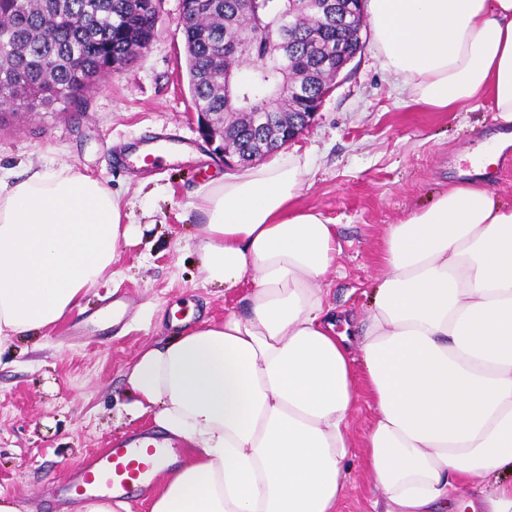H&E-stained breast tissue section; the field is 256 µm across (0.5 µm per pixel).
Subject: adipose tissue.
<instances>
[{"instance_id": "1", "label": "adipose tissue", "mask_w": 512, "mask_h": 512, "mask_svg": "<svg viewBox=\"0 0 512 512\" xmlns=\"http://www.w3.org/2000/svg\"><path fill=\"white\" fill-rule=\"evenodd\" d=\"M368 14L383 68L415 101L454 112L486 98L512 121V0H368ZM306 173L286 155L199 198L202 278L245 289L247 311L143 346L126 373L130 413L186 448L150 512H336L363 393L383 512H443L458 486L512 473V206L471 181L388 225L351 337L322 286L336 227L298 203ZM124 218L78 169L0 171V345L77 307L111 272Z\"/></svg>"}]
</instances>
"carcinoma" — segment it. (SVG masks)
<instances>
[{
	"instance_id": "carcinoma-1",
	"label": "carcinoma",
	"mask_w": 512,
	"mask_h": 512,
	"mask_svg": "<svg viewBox=\"0 0 512 512\" xmlns=\"http://www.w3.org/2000/svg\"><path fill=\"white\" fill-rule=\"evenodd\" d=\"M196 21L183 29L190 48L187 79L193 105L198 112L211 113L222 123L224 117V67L219 49L228 34L245 47V57H259L262 44L259 23L267 24L273 13L293 7V30L289 35L293 71L303 74L309 95L318 96L329 85L331 73L316 68L327 43L344 31L323 29L317 17V0H256L249 9L240 0H191ZM128 0H0V105L14 110L16 84L23 79L32 94L46 104L78 107L82 98L69 94L75 63L82 64L94 81L107 72L114 58L129 64L147 48L153 17L127 10ZM284 75L270 63L241 87L249 106L264 107L268 93L279 86ZM296 98L283 99L273 109L275 121L256 135L245 122L229 123V132L239 147L264 154L280 128L288 125V113L299 112Z\"/></svg>"
}]
</instances>
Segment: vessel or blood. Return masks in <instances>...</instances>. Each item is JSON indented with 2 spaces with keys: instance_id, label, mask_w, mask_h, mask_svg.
<instances>
[{
  "instance_id": "vessel-or-blood-1",
  "label": "vessel or blood",
  "mask_w": 512,
  "mask_h": 512,
  "mask_svg": "<svg viewBox=\"0 0 512 512\" xmlns=\"http://www.w3.org/2000/svg\"><path fill=\"white\" fill-rule=\"evenodd\" d=\"M180 139L151 137L139 142L136 151L144 162L162 160L175 151ZM174 448L161 437L140 433L112 441L108 448L93 456L62 489L67 501L104 497L131 501L147 491L154 480L158 463L170 458Z\"/></svg>"
}]
</instances>
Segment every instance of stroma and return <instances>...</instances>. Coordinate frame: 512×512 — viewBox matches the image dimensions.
I'll return each instance as SVG.
<instances>
[{
    "mask_svg": "<svg viewBox=\"0 0 512 512\" xmlns=\"http://www.w3.org/2000/svg\"><path fill=\"white\" fill-rule=\"evenodd\" d=\"M179 0H160L158 33L120 73L103 75L84 111L0 113V167H73L119 193L135 228L114 271L89 287L79 310L0 348V496L18 512H48L60 488L117 438L154 431L127 412L125 375L145 344L170 338L173 309L193 321L245 312L240 295L203 282L193 205L224 173L193 112ZM364 48L343 70L311 126L284 152L309 161L299 202L336 226L342 252L326 275L337 313L365 318L386 226L465 184L470 154L512 124L489 102L457 112L414 103L386 72L364 27ZM181 137L186 150L147 164L133 152L147 135ZM120 300L116 323L97 315ZM373 421L360 398L351 421V471L338 512H373L362 463Z\"/></svg>",
    "mask_w": 512,
    "mask_h": 512,
    "instance_id": "35a3bbf8",
    "label": "stroma"
}]
</instances>
